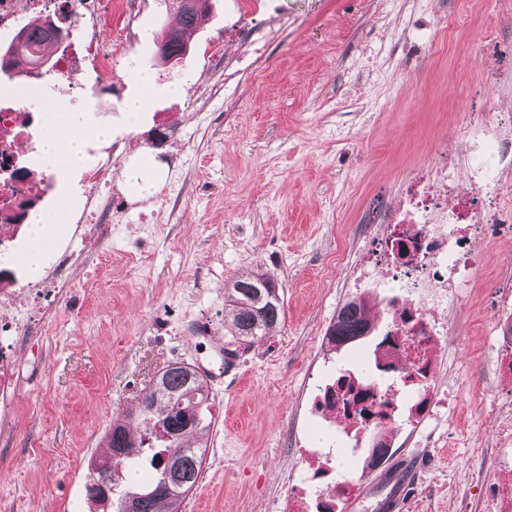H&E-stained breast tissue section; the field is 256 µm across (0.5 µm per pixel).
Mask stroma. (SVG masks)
Segmentation results:
<instances>
[{
	"instance_id": "stroma-1",
	"label": "stroma",
	"mask_w": 512,
	"mask_h": 512,
	"mask_svg": "<svg viewBox=\"0 0 512 512\" xmlns=\"http://www.w3.org/2000/svg\"><path fill=\"white\" fill-rule=\"evenodd\" d=\"M133 30L112 54L110 79L84 68L70 82L73 124L90 137L87 163L108 143L121 153L106 181L153 160L165 173L147 210L93 196L79 171L58 172L38 206L65 209L50 253L71 255L64 273L12 263L0 289L19 306L48 278L41 302L10 354L14 395L0 402V512H112L91 489L113 422L167 364L219 367L214 341L230 339L224 290L255 270L284 293L283 324L241 347L209 387L202 476L182 512H284L308 468L354 485L358 512H379L372 444L344 456L326 447L344 422L317 413L333 369L368 352L391 319L392 288L366 293L373 335L334 350L325 334L350 299L347 274L374 238L364 214L394 207L404 182L438 151L466 154L468 120L492 128L512 110L496 84L491 45L512 37V0H210L188 51L157 59L172 0H135ZM150 85H143V76ZM183 84L181 96L168 93ZM146 96L137 125L126 103ZM111 128L110 142L94 137ZM98 204L85 235L82 210ZM506 227L475 242L487 263L459 289L456 318L431 391L447 409L402 421L393 461L418 466L409 512H491L512 501V381L498 372L501 325L512 286V172L500 186ZM212 339H193L197 321Z\"/></svg>"
}]
</instances>
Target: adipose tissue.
<instances>
[{
    "mask_svg": "<svg viewBox=\"0 0 512 512\" xmlns=\"http://www.w3.org/2000/svg\"><path fill=\"white\" fill-rule=\"evenodd\" d=\"M22 104L30 111L44 114L48 120L49 131L42 145L44 156L59 161L65 170L81 166L84 161L85 133L67 126L64 114L40 96L23 98Z\"/></svg>",
    "mask_w": 512,
    "mask_h": 512,
    "instance_id": "obj_1",
    "label": "adipose tissue"
}]
</instances>
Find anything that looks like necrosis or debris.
I'll use <instances>...</instances> for the list:
<instances>
[{"mask_svg": "<svg viewBox=\"0 0 512 512\" xmlns=\"http://www.w3.org/2000/svg\"><path fill=\"white\" fill-rule=\"evenodd\" d=\"M23 13L61 28L63 37L53 47V71L58 76H69L91 61L101 72L111 69V51L83 31L99 21V0H0V29L19 36L18 18ZM32 123V115L10 88L0 89V172L13 175L29 167V158L17 144L27 139ZM511 147L512 125L498 127L492 138L475 140L467 156L465 185L455 176L457 160L440 152L432 165L405 183L398 206L369 218L383 230L368 251V263L353 271L348 285L358 292L376 281L397 289L386 337L372 352L390 384L358 403L338 400L328 412L348 421L354 432H369L382 447L395 445L392 421L413 420L442 406L426 389L450 324L439 318L438 311L447 307L456 289L472 282L484 264L485 257L473 242L487 225L500 220L496 198L503 175L489 156ZM403 288L429 291L432 307L406 301L399 294Z\"/></svg>", "mask_w": 512, "mask_h": 512, "instance_id": "1", "label": "necrosis or debris"}]
</instances>
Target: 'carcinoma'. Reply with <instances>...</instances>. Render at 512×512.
<instances>
[{
  "label": "carcinoma",
  "instance_id": "cac0c4a2",
  "mask_svg": "<svg viewBox=\"0 0 512 512\" xmlns=\"http://www.w3.org/2000/svg\"><path fill=\"white\" fill-rule=\"evenodd\" d=\"M193 6H177L184 25H192L205 9L207 0H192ZM52 44L45 28L23 31L10 49L11 67L0 73L12 78L40 70ZM186 49L184 30L170 28L158 46L164 61L180 57ZM271 279L258 271L241 274L225 292L232 303V343L242 345L261 338L284 319L279 289H269ZM365 300H350L338 311L327 329L328 341L338 349L350 347L371 334ZM208 383L189 364L175 362L164 367L158 382L126 413V420L112 425L108 433L111 455L91 464L93 485L105 487L112 499V512H181L188 493L198 483L205 450L193 447L189 438L201 434L209 423L206 411ZM154 458L152 476L146 482L131 479L141 468L145 455ZM178 463L176 471L170 462Z\"/></svg>",
  "mask_w": 512,
  "mask_h": 512
}]
</instances>
